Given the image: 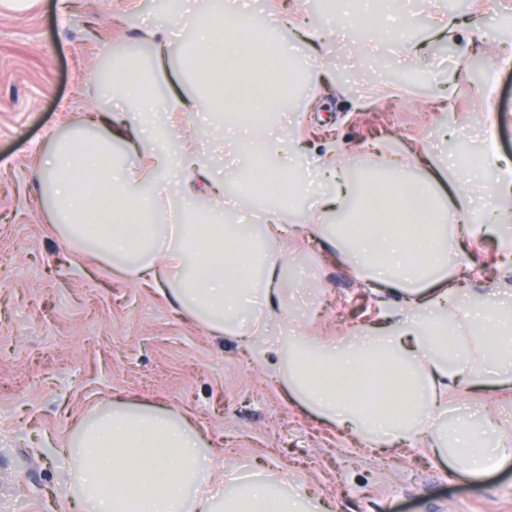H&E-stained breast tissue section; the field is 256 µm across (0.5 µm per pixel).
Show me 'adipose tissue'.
Masks as SVG:
<instances>
[{
	"label": "adipose tissue",
	"instance_id": "ef3b65f1",
	"mask_svg": "<svg viewBox=\"0 0 512 512\" xmlns=\"http://www.w3.org/2000/svg\"><path fill=\"white\" fill-rule=\"evenodd\" d=\"M225 2L219 9L206 0L180 64H171V43L164 39L154 70L121 64L112 71L126 111L96 113L89 125L53 137L38 172L52 223L109 266L150 280L174 308L211 333L258 345L247 321L252 305L291 321L282 295L288 259L269 247L288 231L282 212L266 213L259 235L250 236L245 225L225 223L219 213L198 223L189 204L197 193L195 179H205L213 191L219 183L209 177L208 156L185 158L171 149L169 130L197 101L179 92L158 98L155 73L170 69L182 82L192 73L204 75L210 106L224 112L239 133L225 147L244 157L246 174L285 180L289 198L310 199L317 212L341 211L351 197H365L366 214L336 225L329 242L371 292L401 298V307L385 312L382 324L338 339L286 335L268 346L265 360L290 401L367 443L400 441L437 457L456 451L457 462L481 476L490 462L512 457V439L499 438L495 451H488L492 416L449 424L448 395L466 383L512 382V337L491 343L495 308L470 303L448 284V267L472 237V227L453 223L431 185L404 179L392 155L386 158L392 186L383 203L369 182L350 186L344 152L317 165L314 179L297 178V148L278 150L252 121L253 113L285 97L270 79L267 60L253 54L252 40L242 35L235 0ZM459 191L488 197L484 214L498 217L495 202L512 195V171L490 178L471 172ZM164 195L178 204L163 224ZM395 209L404 214V225L391 223ZM415 240L425 242L426 250H412ZM384 363L396 371L375 406L361 386ZM216 453L185 416L122 396L79 418L61 451L70 462L79 512H318L310 499L285 495L264 481L244 485L216 510L208 492Z\"/></svg>",
	"mask_w": 512,
	"mask_h": 512
}]
</instances>
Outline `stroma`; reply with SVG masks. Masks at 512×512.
I'll use <instances>...</instances> for the list:
<instances>
[{"mask_svg": "<svg viewBox=\"0 0 512 512\" xmlns=\"http://www.w3.org/2000/svg\"><path fill=\"white\" fill-rule=\"evenodd\" d=\"M256 25L300 15L307 26H332L335 40L313 51L280 27L303 68L299 93L283 106L286 120L268 133L290 144L296 120L309 132L335 128L361 168L380 171L374 151L388 140L409 180L424 168L419 150L451 158L469 141L482 153L494 142L497 165L512 167V30L486 35L465 0L447 13L422 0L420 22L405 40L358 36L347 21L318 10L316 0H251ZM452 16L473 44L461 62L457 44L438 31ZM194 11L167 15L161 0H0V506L20 500L25 512H69L67 466L56 450L78 417L103 409L113 392L181 413L223 454L222 472L291 478L332 512H512V463L473 480L454 458L422 448L372 447L336 431L289 402L261 356L230 336H215L144 279L118 272L61 237L51 223L37 176L51 134L79 122L103 99L96 76L104 59L138 52L153 57L147 31L178 27L194 36ZM209 111L186 113L173 132L178 150L216 149ZM305 201L287 216L288 238L273 253L292 269L285 298L295 325L310 336H341L378 318V304L339 257L305 236ZM470 220L477 235L456 263L458 288L497 307L512 306V255L499 241L512 230V199L502 219ZM492 411L512 436V386L495 382L450 397L448 410Z\"/></svg>", "mask_w": 512, "mask_h": 512, "instance_id": "35a3bbf8", "label": "stroma"}]
</instances>
